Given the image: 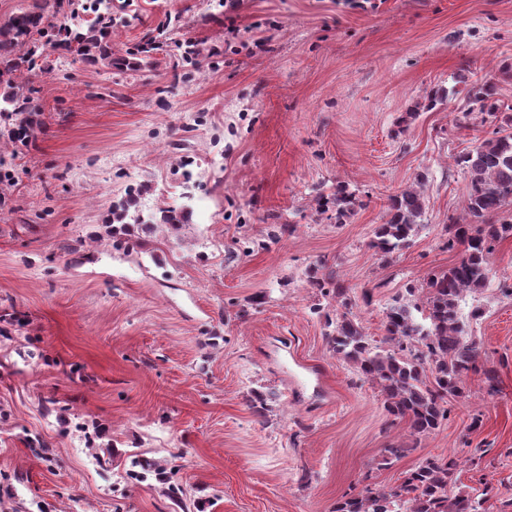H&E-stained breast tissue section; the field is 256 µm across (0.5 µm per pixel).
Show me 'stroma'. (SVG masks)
<instances>
[{"label": "stroma", "instance_id": "obj_1", "mask_svg": "<svg viewBox=\"0 0 512 512\" xmlns=\"http://www.w3.org/2000/svg\"><path fill=\"white\" fill-rule=\"evenodd\" d=\"M117 26L116 68L51 55L29 78L41 132L0 138L14 175L0 183V512H332L463 446L487 454L462 462L457 490L499 512L512 499V237L463 303L483 311L468 333L499 391L469 375L416 443L330 350L336 301L306 271L332 266L378 341L391 299L457 261L445 226L469 181L453 158L494 124L456 128L455 77L492 80L512 105V0H133ZM438 84L447 105L424 110ZM422 173L425 226L380 258L368 243L387 198ZM335 181L364 203L344 224L313 202ZM136 187L143 213L183 205L187 221L108 234ZM279 224L295 230L274 238ZM394 444L407 453L387 459Z\"/></svg>", "mask_w": 512, "mask_h": 512}]
</instances>
